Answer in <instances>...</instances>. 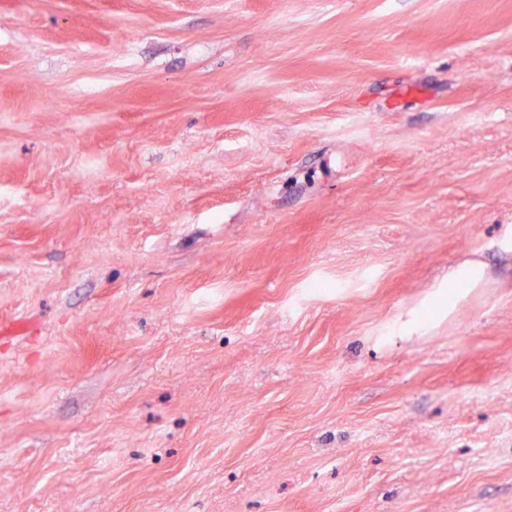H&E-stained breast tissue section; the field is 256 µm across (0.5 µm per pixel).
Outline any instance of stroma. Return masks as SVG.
<instances>
[{"mask_svg": "<svg viewBox=\"0 0 512 512\" xmlns=\"http://www.w3.org/2000/svg\"><path fill=\"white\" fill-rule=\"evenodd\" d=\"M10 321L0 512H512V0H0Z\"/></svg>", "mask_w": 512, "mask_h": 512, "instance_id": "obj_1", "label": "stroma"}]
</instances>
